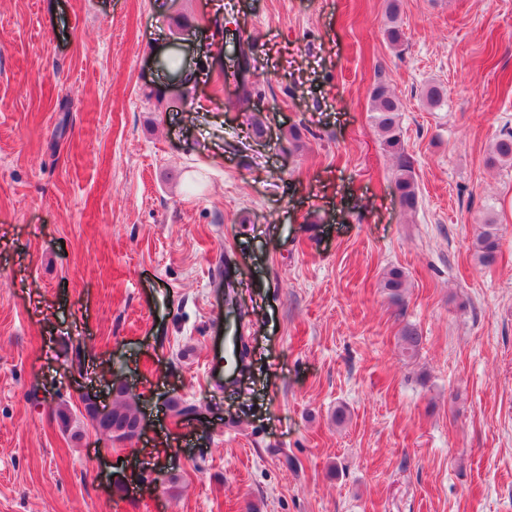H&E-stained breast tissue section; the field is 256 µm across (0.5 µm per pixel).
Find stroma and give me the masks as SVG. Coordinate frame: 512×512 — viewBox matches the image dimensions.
Returning a JSON list of instances; mask_svg holds the SVG:
<instances>
[{
    "label": "stroma",
    "mask_w": 512,
    "mask_h": 512,
    "mask_svg": "<svg viewBox=\"0 0 512 512\" xmlns=\"http://www.w3.org/2000/svg\"><path fill=\"white\" fill-rule=\"evenodd\" d=\"M217 17L254 46L264 137L233 84L158 68L197 71ZM399 23L400 52L386 0H0V512H512V167L486 164L512 128V0H401ZM229 275L250 355L218 386ZM119 386L145 426L112 442L81 398ZM400 0H388V13L390 16L391 24L384 31L385 40L393 49H400L405 43V33L400 25L397 23L399 14ZM372 120L380 133L382 149L395 161V190L402 210L415 215L420 192L414 175L415 161L404 144L400 123L401 104L390 87L377 82L369 94ZM498 224L493 218H488L481 224L480 230L473 243L474 257L483 266H491L498 258Z\"/></svg>",
    "instance_id": "1"
}]
</instances>
